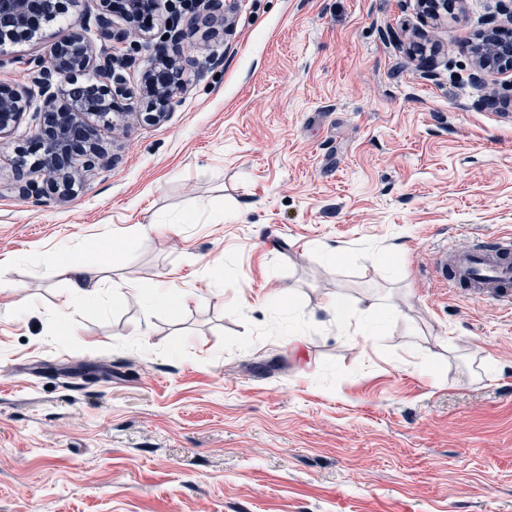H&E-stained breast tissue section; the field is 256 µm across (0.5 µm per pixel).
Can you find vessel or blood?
Wrapping results in <instances>:
<instances>
[{
	"instance_id": "obj_1",
	"label": "vessel or blood",
	"mask_w": 512,
	"mask_h": 512,
	"mask_svg": "<svg viewBox=\"0 0 512 512\" xmlns=\"http://www.w3.org/2000/svg\"><path fill=\"white\" fill-rule=\"evenodd\" d=\"M433 269L440 283L468 289L474 300L512 303L511 244L495 238L478 247H446L436 252Z\"/></svg>"
}]
</instances>
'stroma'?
Instances as JSON below:
<instances>
[{
    "label": "stroma",
    "mask_w": 512,
    "mask_h": 512,
    "mask_svg": "<svg viewBox=\"0 0 512 512\" xmlns=\"http://www.w3.org/2000/svg\"><path fill=\"white\" fill-rule=\"evenodd\" d=\"M502 8L183 14L181 103L100 125L112 163L65 201L17 190L33 111L0 139V512H512V306L431 266L512 234V73L470 53ZM99 11L8 46L0 82ZM69 255L104 286L61 323ZM164 281L190 299L155 306Z\"/></svg>",
    "instance_id": "35a3bbf8"
}]
</instances>
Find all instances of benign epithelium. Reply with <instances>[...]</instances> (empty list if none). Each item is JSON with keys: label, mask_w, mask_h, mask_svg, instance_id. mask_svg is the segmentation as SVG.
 <instances>
[{"label": "benign epithelium", "mask_w": 512, "mask_h": 512, "mask_svg": "<svg viewBox=\"0 0 512 512\" xmlns=\"http://www.w3.org/2000/svg\"><path fill=\"white\" fill-rule=\"evenodd\" d=\"M97 15L100 40L123 44L130 36L147 37L148 28L139 26L143 12L156 13L161 0H122L125 8H116V0H99ZM458 0H417L421 16L438 21L448 17ZM40 0H0V43L18 30L44 19ZM123 21L116 28L113 13ZM182 43L181 30L173 24L160 35L155 54L141 80L131 85L117 68L124 67L115 55L104 52L86 35V28L74 24L67 34L52 42L47 50L26 61L27 72L42 89L39 125L30 139L29 151L38 156L37 177L25 182L27 196L54 195L64 200L95 169L108 163V154L97 137L88 116L108 110L125 116L147 100L145 119L160 122L181 101L184 82H174V71L183 70L187 60L171 48ZM474 67L484 73L504 74L512 71V26L493 28L472 47ZM90 70L100 78L102 97L81 98L73 93L77 76ZM28 110V98L21 87L0 83V138L20 122Z\"/></svg>", "instance_id": "7a95c632"}]
</instances>
